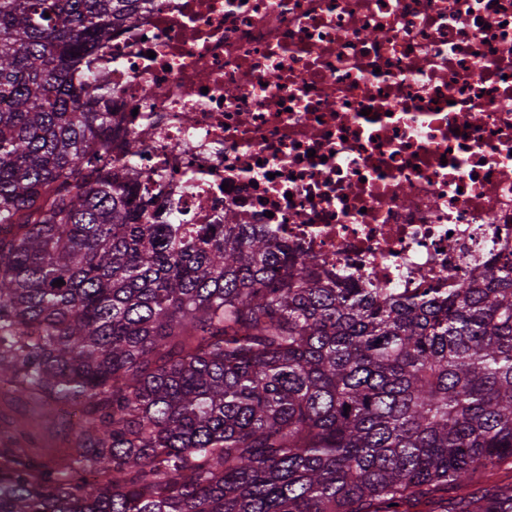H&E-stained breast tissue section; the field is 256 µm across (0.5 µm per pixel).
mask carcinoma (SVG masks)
<instances>
[{
    "mask_svg": "<svg viewBox=\"0 0 512 512\" xmlns=\"http://www.w3.org/2000/svg\"><path fill=\"white\" fill-rule=\"evenodd\" d=\"M143 2L0 0V381L87 405L66 466L3 450L0 512H512V261L408 297L148 210L74 82Z\"/></svg>",
    "mask_w": 512,
    "mask_h": 512,
    "instance_id": "obj_1",
    "label": "carcinoma"
}]
</instances>
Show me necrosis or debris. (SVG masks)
I'll return each instance as SVG.
<instances>
[{
  "instance_id": "obj_1",
  "label": "necrosis or debris",
  "mask_w": 512,
  "mask_h": 512,
  "mask_svg": "<svg viewBox=\"0 0 512 512\" xmlns=\"http://www.w3.org/2000/svg\"><path fill=\"white\" fill-rule=\"evenodd\" d=\"M78 72L112 89L90 153L175 223L402 295L512 259V0H147Z\"/></svg>"
}]
</instances>
